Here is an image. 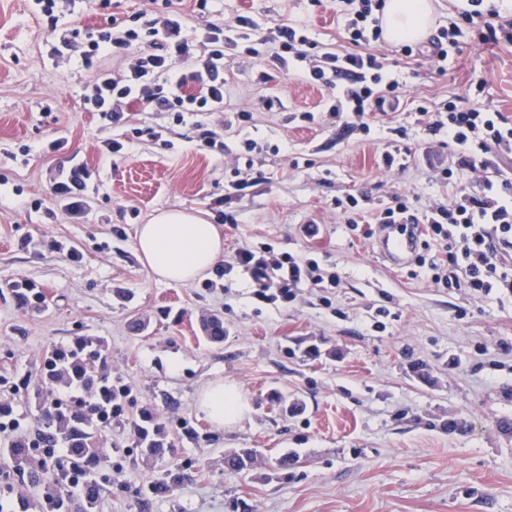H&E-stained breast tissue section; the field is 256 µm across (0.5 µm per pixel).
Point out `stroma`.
<instances>
[{"mask_svg":"<svg viewBox=\"0 0 512 512\" xmlns=\"http://www.w3.org/2000/svg\"><path fill=\"white\" fill-rule=\"evenodd\" d=\"M234 7L270 26L301 18L317 40H342L331 0ZM152 9L151 0H109L105 9L76 0L64 23L95 30ZM57 40L33 0H0V398H12L20 436L35 434L34 395L50 389L39 378L46 354L93 336L105 341L113 375L131 385V411L174 409L193 428L188 436L170 427L172 454L134 467L121 460L130 433L118 425L104 433L112 490L92 512H139L137 489L175 460L191 473L149 512H512V295L481 298L435 285L418 264L393 268L332 207L350 194L366 195L372 210L395 192L446 200L452 189L435 167L462 168L464 157L417 123L415 110L469 95L512 118V44L466 37L441 68L382 44L405 104L367 134L302 121L319 112L326 90L238 53L226 67L223 152L178 128L113 157L103 143L118 130L83 110L90 73L76 59L55 64ZM242 108L252 114L244 125ZM401 126L402 139L392 133ZM248 139L259 153L246 154ZM397 148L410 152L405 166L386 167L384 153ZM248 158L263 181L225 210L211 208ZM75 165L91 174L79 215L54 191ZM162 210L221 225L225 258L267 244L335 268L340 285L327 294L301 284L283 307L256 299L243 277L229 287L213 272L157 281L134 240ZM228 212L235 223H225ZM17 282L43 291L45 305L19 307ZM210 314L224 320L223 344L204 339ZM216 380L249 401L234 429L214 427L198 408L199 390ZM236 448L257 451L248 474L224 467V452ZM286 454L299 461L284 475Z\"/></svg>","mask_w":512,"mask_h":512,"instance_id":"stroma-1","label":"stroma"}]
</instances>
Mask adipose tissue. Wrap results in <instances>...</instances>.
I'll return each mask as SVG.
<instances>
[{
  "mask_svg": "<svg viewBox=\"0 0 512 512\" xmlns=\"http://www.w3.org/2000/svg\"><path fill=\"white\" fill-rule=\"evenodd\" d=\"M433 19L431 0H386L382 22L387 40L418 42ZM139 260L162 282L188 283L224 258V237L217 225L187 211H163L140 225L135 239ZM199 406L215 426L229 428L242 420L249 404L233 383L205 386Z\"/></svg>",
  "mask_w": 512,
  "mask_h": 512,
  "instance_id": "adipose-tissue-1",
  "label": "adipose tissue"
}]
</instances>
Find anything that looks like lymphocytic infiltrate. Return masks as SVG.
<instances>
[{
    "mask_svg": "<svg viewBox=\"0 0 512 512\" xmlns=\"http://www.w3.org/2000/svg\"><path fill=\"white\" fill-rule=\"evenodd\" d=\"M214 2L192 0L187 10L183 0H159L141 24L114 21L84 37L75 30L63 33L51 52L62 61L78 56L90 70L81 98L85 111L116 127L126 125L137 108L168 112L175 124L191 123L207 147L221 138L209 118L224 109V60L230 50L287 65L289 73L327 90L323 107L329 118L362 130H369L373 113L399 108V84L385 78L377 52L385 0H336V21L344 34L340 45L315 41L308 24L296 19L266 29L254 16L239 14L229 25L193 26V15L212 13ZM466 30L485 44L512 43L511 19H501L484 0H466L462 6L454 2L447 24L438 26L431 41L432 59L447 61ZM115 49L127 52L116 71L102 64ZM418 115L430 132L445 133L449 143L467 150V166L479 174L477 188L421 208L407 196L391 195L388 206L375 214V223L419 226L423 244L436 246L432 256L417 258L433 272L434 283L482 295L499 288L512 291V274L502 269L512 259V179L489 169L485 160L494 149L512 153V122L461 96L439 112L419 107ZM222 274L245 275L255 296L273 304L294 302L304 282L319 288L339 285L335 272L320 269L311 259L249 245L236 250Z\"/></svg>",
    "mask_w": 512,
    "mask_h": 512,
    "instance_id": "1",
    "label": "lymphocytic infiltrate"
}]
</instances>
